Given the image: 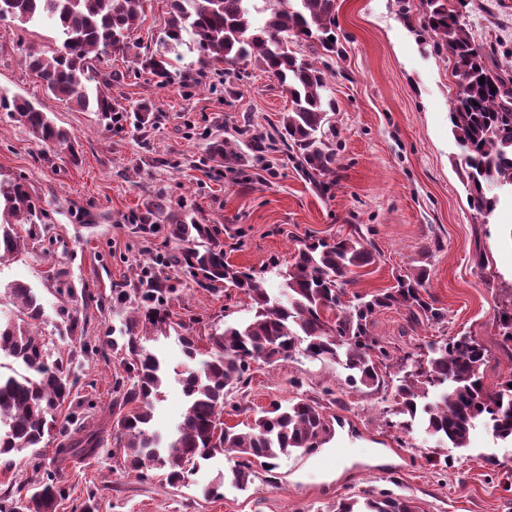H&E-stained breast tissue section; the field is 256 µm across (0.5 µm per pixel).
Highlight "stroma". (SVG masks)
<instances>
[{
  "mask_svg": "<svg viewBox=\"0 0 512 512\" xmlns=\"http://www.w3.org/2000/svg\"><path fill=\"white\" fill-rule=\"evenodd\" d=\"M167 10V0H145L129 50L97 65L100 73H120L112 95L124 110L143 100L152 105L155 123L145 134L127 120L105 126L95 113L48 96L27 69L24 51L58 48L56 30L0 20V91L46 106L78 141V156L70 158L37 144L0 112V178H26L48 215L28 252L0 265V282H22L39 294L45 315L38 330L46 341L56 340L60 324L61 298L50 276L58 269L72 287L105 300L82 312L91 341L109 330L121 335L131 305L113 297L146 273L168 276L169 309L198 336L200 351L208 349L212 326L251 318L250 301L236 288L204 294L175 269L162 268L174 243L165 229L144 230L135 222L160 201L169 212L189 211L216 225L226 261L253 271L268 288H278L280 269L311 236L363 234L376 261L359 269L347 288L351 294L379 293L393 287L397 275L427 268L428 291L446 322L415 326L393 307L373 316L372 335L396 356L447 336L475 337L489 350L484 382L496 386L512 371V352L502 348L496 322L499 308L512 300V204L486 218L468 203L462 149L449 121L458 92L451 60L416 36L395 0H336L342 54L329 73L336 172L331 187L321 189L282 153L254 154L241 172L213 168L208 144L214 136L235 138L244 125L270 131L290 102L277 81L252 64L212 67L198 86L162 87L139 72L137 58L155 48ZM466 21L476 44L512 51V0H471ZM153 347L170 376L152 428L167 436L185 409L175 376L185 359L176 337ZM386 372V386L355 390L332 361L299 356L272 367L252 364L249 384L235 397L239 410L225 415V423L303 394L324 404L332 428L317 451L280 457L271 470L254 464L247 488L228 482L215 497L203 489L230 472L232 457L206 461L178 488L157 475L141 480L125 473L113 456L71 462L61 472L71 497L57 512H73L74 502L90 496L96 512H329L366 491L410 498L417 512H512V445L481 426L463 449L441 448L419 427L402 433L390 387L400 371L393 365ZM122 373L112 357L82 362L71 400L89 408L88 429L105 422Z\"/></svg>",
  "mask_w": 512,
  "mask_h": 512,
  "instance_id": "1",
  "label": "stroma"
}]
</instances>
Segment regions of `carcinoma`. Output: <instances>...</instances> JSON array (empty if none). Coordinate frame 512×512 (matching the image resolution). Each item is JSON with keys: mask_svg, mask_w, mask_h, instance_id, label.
I'll return each mask as SVG.
<instances>
[{"mask_svg": "<svg viewBox=\"0 0 512 512\" xmlns=\"http://www.w3.org/2000/svg\"><path fill=\"white\" fill-rule=\"evenodd\" d=\"M144 2L0 0V13L24 24L43 19L53 23L60 48L50 56L27 50L28 69L49 96L97 113L110 127L117 111L110 88L120 76L101 75L96 61L128 48L131 30L144 14ZM469 2L420 0L422 12L415 32L431 40L434 51L453 62L458 93L449 112L452 134L463 150L470 207L487 218L499 197L486 185L494 182L512 191V75L500 73L497 51L472 39L465 22ZM338 44L335 0H169L158 48L144 52L139 67L165 85L185 78L176 64L186 51L197 53L199 76L220 63L257 64L278 80L291 108L283 113L275 135L266 140L241 128L245 151L236 141L213 137L210 159L221 165L244 166L252 153L294 152L305 177L319 185L334 173L336 163L324 126L328 113L336 111L326 71L339 55ZM0 112L23 126L39 144L73 146L75 136L38 103L0 93ZM134 116L139 129L153 125L152 106L145 101L138 104ZM167 219L168 234L178 243L169 262L187 284L217 295L229 283L251 301L253 317L212 332L208 358L196 368L198 339L172 319L167 305L172 289L164 281H138L132 293L139 302L125 320V336H101L92 348L77 306L86 308L94 301L100 307L102 299L84 288L78 292L68 286L58 289L72 305L60 307L58 336L69 345V353L66 359L54 358L48 342L33 331L44 315L41 298L26 284L7 285L5 297L13 314L0 321V359H5L0 362V470L14 469V456L28 451V463L42 476L1 493L0 512H56L70 496L59 477L62 465L103 447L102 431H86L80 407L63 413L76 384L72 365L79 355H104L109 348L122 356L124 375L114 382L109 415H117L113 435L123 448L125 472L146 479L148 471H162L168 484L178 487L189 481L201 462L231 453L235 457L233 480L244 488L254 461L263 459L272 468L280 456L311 452L331 435L323 405L308 397L286 407L273 404L242 425H226L224 411L228 407L238 411L232 394L247 383L251 364L271 366L297 355L341 359L352 371V383L377 388L385 383L380 366L392 354L371 335L372 316L397 307L406 310L413 324H439L446 319L445 311L427 298L424 268L398 276L396 285L368 299L356 295L344 303L346 286L355 282L357 270L375 263L359 234L305 243L282 272L276 295L251 271L224 261V245L213 226L187 215ZM46 221L26 180H0V262L28 250L27 241L37 239V228ZM496 321L502 342L512 343V303L497 311ZM149 333L166 338L176 335L186 358L181 384L187 404L166 442L150 432L167 370L145 345ZM487 359L488 349L472 336L430 342L425 357L403 370L395 385L396 414L404 416L397 427L410 433L415 422H422L439 442L460 449L468 446L471 431L481 422L495 437L512 441V371L490 388L480 373ZM432 389L436 398L430 401ZM57 439L55 467L47 469L40 448ZM358 503L357 499L341 500L333 512H416L409 499L389 492L378 497L368 493L363 506Z\"/></svg>", "mask_w": 512, "mask_h": 512, "instance_id": "obj_1", "label": "carcinoma"}]
</instances>
